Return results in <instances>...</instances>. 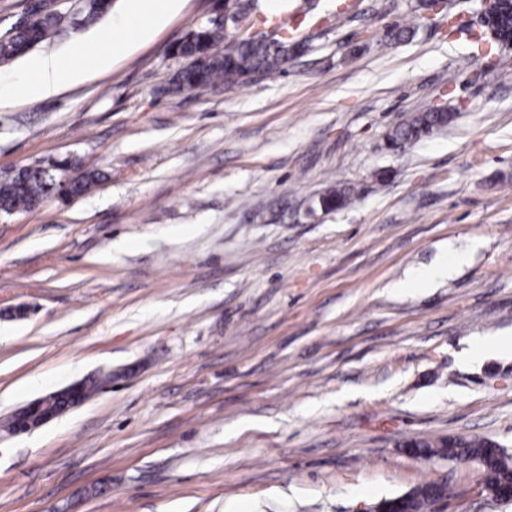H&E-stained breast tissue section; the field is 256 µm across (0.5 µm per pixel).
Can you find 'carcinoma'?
<instances>
[{
	"label": "carcinoma",
	"mask_w": 512,
	"mask_h": 512,
	"mask_svg": "<svg viewBox=\"0 0 512 512\" xmlns=\"http://www.w3.org/2000/svg\"><path fill=\"white\" fill-rule=\"evenodd\" d=\"M114 0H67L59 6L49 0H31L23 15L10 28L0 32V64L21 58L44 43L66 39L101 20L112 9ZM237 12L247 22L239 26L224 20L217 11L204 24L189 32L174 48V54L191 60L179 71L174 90L197 89L222 82L244 84L257 75L279 72L290 57L301 53L304 44L290 42L279 32L258 23L259 0H236ZM498 41H512V0H498L491 23L485 25ZM449 112L432 107L417 112L387 135L388 146L400 149L418 142L448 126ZM66 161L37 163L0 178V211L14 212L38 208L50 195L67 185L76 196L100 180V173L85 169L67 175ZM352 199L347 186L329 188L319 199L324 211L340 208ZM408 449L428 458L439 456L450 461L472 460L485 474L490 488L512 479V455L493 446L487 439L441 437L407 442ZM442 497L437 481L424 482L409 492L411 512H439Z\"/></svg>",
	"instance_id": "obj_1"
}]
</instances>
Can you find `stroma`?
<instances>
[{"mask_svg": "<svg viewBox=\"0 0 512 512\" xmlns=\"http://www.w3.org/2000/svg\"><path fill=\"white\" fill-rule=\"evenodd\" d=\"M478 0H291L306 52L271 76L175 93L172 46L218 0H182L144 43L80 39L0 64V175L72 158L83 194L0 215V421L111 372L84 405L0 433V512H373L426 481L445 512H512L476 464L512 454V47ZM406 28L410 38L384 39ZM47 53L82 75L19 94ZM448 126L402 150L432 107ZM352 200L322 211L330 186ZM462 253L432 287L407 274ZM449 114L446 109L439 107L415 113L391 130L387 135L388 146L395 149L405 148L408 144L429 137L448 126ZM407 447L411 452L428 458L439 456L449 461L461 462L473 460L485 474L484 484L489 487H484L486 493L496 501L512 502V482L499 490L491 489L512 479V455L495 448L489 440L441 437L436 440H410Z\"/></svg>", "mask_w": 512, "mask_h": 512, "instance_id": "obj_1", "label": "stroma"}]
</instances>
